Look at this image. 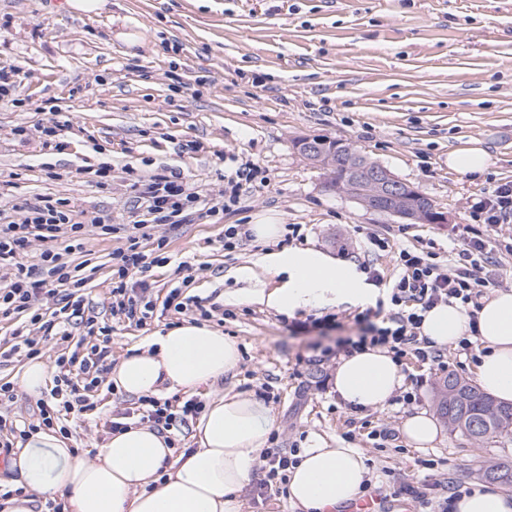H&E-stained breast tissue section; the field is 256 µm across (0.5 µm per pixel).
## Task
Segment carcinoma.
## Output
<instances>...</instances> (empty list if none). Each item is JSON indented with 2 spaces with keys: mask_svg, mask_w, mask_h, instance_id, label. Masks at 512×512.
Returning <instances> with one entry per match:
<instances>
[{
  "mask_svg": "<svg viewBox=\"0 0 512 512\" xmlns=\"http://www.w3.org/2000/svg\"><path fill=\"white\" fill-rule=\"evenodd\" d=\"M357 156L348 153V146L336 143V153L329 163L332 183L345 181V173ZM438 412L452 431L473 441L512 434V404L498 401L471 382L454 374L443 381ZM489 481L512 489V462H502L484 471Z\"/></svg>",
  "mask_w": 512,
  "mask_h": 512,
  "instance_id": "carcinoma-1",
  "label": "carcinoma"
}]
</instances>
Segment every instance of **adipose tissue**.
I'll use <instances>...</instances> for the list:
<instances>
[{"label": "adipose tissue", "instance_id": "adipose-tissue-1", "mask_svg": "<svg viewBox=\"0 0 512 512\" xmlns=\"http://www.w3.org/2000/svg\"><path fill=\"white\" fill-rule=\"evenodd\" d=\"M243 274L255 282L244 300L283 314L365 304L377 294L354 264L314 247L265 253ZM469 321L459 306L440 304L426 313L421 334L435 346H450L466 334ZM473 321L486 348L476 366L477 380L498 400L512 402V291L483 297ZM240 360L234 338L186 322L142 339L110 380L131 396L164 391L192 396L224 379ZM403 383L400 365L381 347L341 357L334 377L341 399L360 409L386 406ZM275 427L261 399L229 388L206 401L195 426L197 446L185 456H175L164 435L147 426L110 434L93 461L76 455L57 434L42 431L11 460L24 494L7 500L0 512H29L31 493L64 494L67 512H242V491ZM296 457L285 492L297 512H332L354 499L369 479L356 448L317 442L299 449Z\"/></svg>", "mask_w": 512, "mask_h": 512}]
</instances>
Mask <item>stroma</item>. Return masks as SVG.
Returning <instances> with one entry per match:
<instances>
[{"instance_id": "1", "label": "stroma", "mask_w": 512, "mask_h": 512, "mask_svg": "<svg viewBox=\"0 0 512 512\" xmlns=\"http://www.w3.org/2000/svg\"><path fill=\"white\" fill-rule=\"evenodd\" d=\"M12 62L29 78L17 103L0 106V207L45 196L67 200L77 221L111 218V234L91 233L73 255L97 268L95 303L108 301L112 251L143 217L135 179L180 176L214 209L193 224L157 225L144 242L150 255L155 239H166L174 261L146 272L157 306L145 326L116 324L113 362L184 322L162 308L178 287L213 308L209 325L238 341L241 361L224 385L270 407L269 447L287 454L319 439L360 449L370 493L389 505L403 484L427 482L443 498L450 485H481L486 468L512 461V436L475 442L445 427L434 446L416 448L401 432L416 411L436 413L446 373L475 380V359L444 348L443 373L406 357L403 388L417 402L354 409L333 388L335 361L309 363L310 336L292 330L317 311L286 316L241 300L249 283L239 271L266 245L224 246L229 225L269 218L301 227L279 247L311 246L357 266L370 259L386 281L398 275L403 248L455 267L473 202L512 181V0H107L96 14L73 12L66 0H0V64ZM58 122L59 146L45 149L40 132ZM314 136L385 166L447 223L411 224L330 190L324 169L296 147ZM474 142L490 155L477 178L448 166L450 152ZM247 161L261 178L244 186L240 211H224L226 177ZM103 162L112 172L101 187L94 171ZM373 235L388 249L372 250ZM95 398L94 414L67 423L68 447L89 460L110 435L106 419L133 401L104 385ZM384 428L394 438L375 447L370 434ZM263 479L255 471L243 512H296L280 479L265 489Z\"/></svg>"}]
</instances>
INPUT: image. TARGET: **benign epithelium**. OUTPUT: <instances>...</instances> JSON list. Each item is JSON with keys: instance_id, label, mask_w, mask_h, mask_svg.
Here are the masks:
<instances>
[{"instance_id": "7a95c632", "label": "benign epithelium", "mask_w": 512, "mask_h": 512, "mask_svg": "<svg viewBox=\"0 0 512 512\" xmlns=\"http://www.w3.org/2000/svg\"><path fill=\"white\" fill-rule=\"evenodd\" d=\"M352 181L362 188L358 202L368 210L399 216L412 223L444 224L447 218L439 213L427 215V197L411 184L396 177L383 165L364 161L351 168Z\"/></svg>"}]
</instances>
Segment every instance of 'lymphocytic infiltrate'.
<instances>
[{"instance_id": "f902f5d3", "label": "lymphocytic infiltrate", "mask_w": 512, "mask_h": 512, "mask_svg": "<svg viewBox=\"0 0 512 512\" xmlns=\"http://www.w3.org/2000/svg\"><path fill=\"white\" fill-rule=\"evenodd\" d=\"M132 189L145 200L152 224L129 225L123 247L112 253V286L109 290L108 318H100L92 306L87 284L90 276L85 264H72L70 256L79 249L85 236L93 231H112L107 217L93 215L86 222H73L62 199L38 198L20 206L23 221L9 220L0 213V321L26 317L35 326L36 335L15 329L9 355L38 357L46 343L59 348L55 359V375L48 398H40L31 409L29 420L14 424L0 418V454L11 456L18 440L44 429H58L67 434L68 416H83L95 411V393L112 366L111 320L145 325L153 307L148 297L152 288L144 272L151 265L169 264L166 256L148 257L142 249L149 240L153 224H191L203 219L196 193L170 176L156 174L149 180L135 181ZM472 210L485 226L484 232L464 237L458 253L459 264L451 270L434 262L431 254L401 250L400 274L383 284L377 270L364 264L367 280L374 287H386L388 300H377L355 316L354 334L340 335L341 324L324 316L297 324L300 333L326 334L337 331L334 346H325L321 356L340 352L347 355L367 347L387 348L394 359L411 355L446 370L439 349L421 334L423 315L438 304H458L467 315L480 307L482 286L481 264L490 263L498 249L495 227L512 220V181L500 183L487 196L473 202ZM45 241L46 247L38 263L25 264L20 257L32 238ZM57 296L59 309L51 313L36 309L39 297ZM200 400L163 401L153 396L139 397L135 406L112 413L106 424L118 432L131 425H150L173 439L202 411Z\"/></svg>"}]
</instances>
